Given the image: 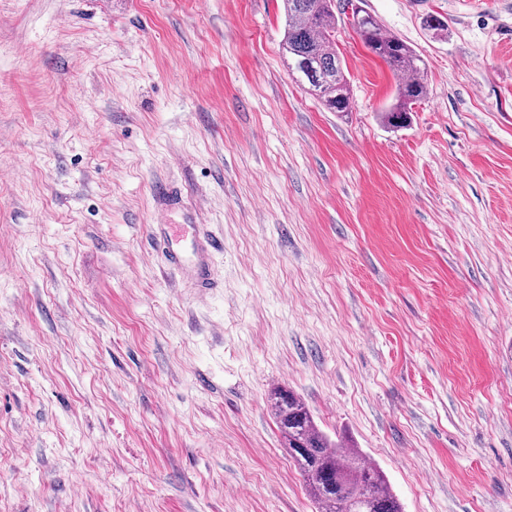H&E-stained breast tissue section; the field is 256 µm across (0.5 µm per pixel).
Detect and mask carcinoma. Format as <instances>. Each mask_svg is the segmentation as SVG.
I'll return each instance as SVG.
<instances>
[{
	"label": "carcinoma",
	"mask_w": 512,
	"mask_h": 512,
	"mask_svg": "<svg viewBox=\"0 0 512 512\" xmlns=\"http://www.w3.org/2000/svg\"><path fill=\"white\" fill-rule=\"evenodd\" d=\"M283 2L282 50L289 73L308 85L327 110L350 111L348 71L336 44V0ZM352 26L364 46L396 79L395 102L382 111L381 118L390 127H401L412 106L427 96L424 59L404 40L387 34L367 13H353ZM267 402L283 445L321 512H402L384 474L343 440L334 441L321 431L293 391L275 387Z\"/></svg>",
	"instance_id": "1"
}]
</instances>
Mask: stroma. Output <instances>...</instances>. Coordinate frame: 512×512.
<instances>
[{
  "instance_id": "obj_1",
  "label": "stroma",
  "mask_w": 512,
  "mask_h": 512,
  "mask_svg": "<svg viewBox=\"0 0 512 512\" xmlns=\"http://www.w3.org/2000/svg\"><path fill=\"white\" fill-rule=\"evenodd\" d=\"M355 2L426 62L407 127L344 19L337 113L282 0H0V512H318L277 386L403 512H512V0ZM199 225L193 218L185 220L182 224L167 225L166 233L159 238V246L170 263L177 264L182 261L183 242L190 239L196 243Z\"/></svg>"
}]
</instances>
